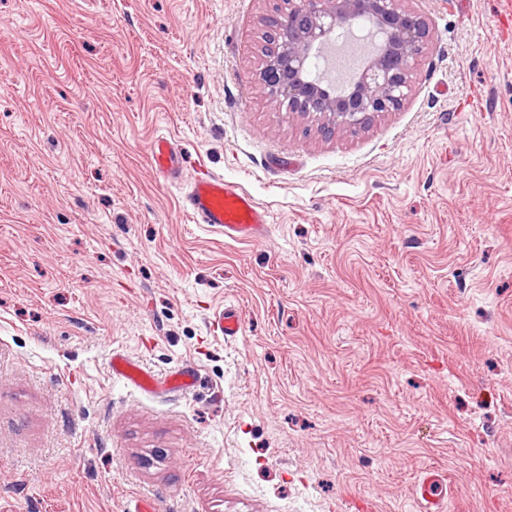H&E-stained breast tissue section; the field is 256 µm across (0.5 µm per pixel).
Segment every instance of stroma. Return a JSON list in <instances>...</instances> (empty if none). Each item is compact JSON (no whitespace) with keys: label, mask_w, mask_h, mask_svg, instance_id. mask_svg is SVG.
Returning a JSON list of instances; mask_svg holds the SVG:
<instances>
[{"label":"stroma","mask_w":512,"mask_h":512,"mask_svg":"<svg viewBox=\"0 0 512 512\" xmlns=\"http://www.w3.org/2000/svg\"><path fill=\"white\" fill-rule=\"evenodd\" d=\"M407 5L408 98L326 139L266 101L271 0H0V512H418L428 469L512 512V39L496 0ZM160 132L265 240L183 214ZM147 154L154 174L167 184L181 179L184 158L181 148L171 138L158 135L147 144ZM209 328L216 336L233 338L242 331V319L236 310H218L210 318ZM110 369L113 379L146 394L187 395L195 390L199 382L198 372L194 367L178 366L159 375L122 351L112 352Z\"/></svg>","instance_id":"stroma-1"}]
</instances>
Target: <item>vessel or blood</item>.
<instances>
[{"mask_svg": "<svg viewBox=\"0 0 512 512\" xmlns=\"http://www.w3.org/2000/svg\"><path fill=\"white\" fill-rule=\"evenodd\" d=\"M147 154L159 179L168 184L180 181L184 158L174 140L164 135L152 138ZM180 208L195 223L208 225L233 242L262 241L272 222L270 211L238 183L210 173L193 179L180 195ZM209 328L215 335L232 338L241 333L242 319L237 311L222 309L210 318ZM110 369L113 379L146 394L187 395L199 382L194 367L180 366L159 375L121 351L113 352ZM444 486L442 475L433 470L424 472L414 492L422 512H446Z\"/></svg>", "mask_w": 512, "mask_h": 512, "instance_id": "b4317fda", "label": "vessel or blood"}]
</instances>
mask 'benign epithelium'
Here are the masks:
<instances>
[{"label": "benign epithelium", "mask_w": 512, "mask_h": 512, "mask_svg": "<svg viewBox=\"0 0 512 512\" xmlns=\"http://www.w3.org/2000/svg\"><path fill=\"white\" fill-rule=\"evenodd\" d=\"M406 0H281L266 17L267 49L259 77L267 100L279 111L317 122L324 138L357 131L378 115L399 109L411 91L413 66L425 55V18ZM382 35V43L364 60L349 90L333 94L306 79L313 55L357 17Z\"/></svg>", "instance_id": "benign-epithelium-1"}]
</instances>
